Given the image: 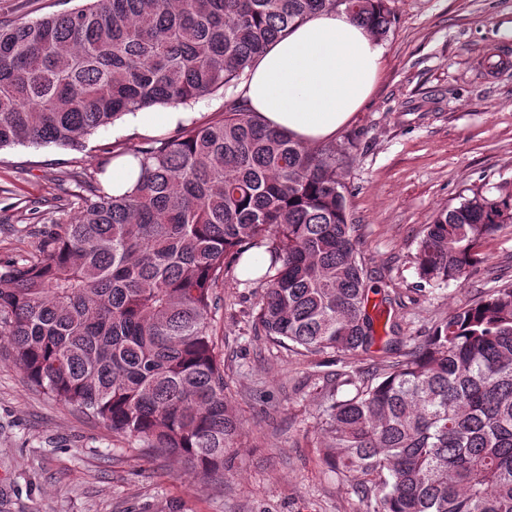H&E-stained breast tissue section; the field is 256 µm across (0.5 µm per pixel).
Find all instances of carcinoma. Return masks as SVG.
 Here are the masks:
<instances>
[{"label":"carcinoma","instance_id":"carcinoma-1","mask_svg":"<svg viewBox=\"0 0 512 512\" xmlns=\"http://www.w3.org/2000/svg\"><path fill=\"white\" fill-rule=\"evenodd\" d=\"M345 12L383 40L389 0H85L62 15L0 25V149L84 139L129 112L190 107L236 87L297 23ZM223 118L132 149L122 195L88 184L78 219L41 222L35 253L0 262V344L32 387L118 435L179 459L204 482L234 464L243 424L212 337L243 256L273 343L349 364L323 393L319 452L353 479L363 512H512V283L403 335L398 293L371 285L348 214L352 143L312 147L261 124L238 98ZM512 224V190L476 191L423 225L416 291L457 281ZM393 309L386 337L370 294ZM351 386L352 397L339 390Z\"/></svg>","mask_w":512,"mask_h":512}]
</instances>
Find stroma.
I'll list each match as a JSON object with an SVG mask.
<instances>
[{"mask_svg": "<svg viewBox=\"0 0 512 512\" xmlns=\"http://www.w3.org/2000/svg\"><path fill=\"white\" fill-rule=\"evenodd\" d=\"M81 0H0V22H32ZM375 92L339 141L354 139L348 205L380 287L407 296L404 333L424 336L484 289L512 281V227L482 247L464 279L422 296L413 256L424 224L469 190L512 187V0H391ZM140 135L98 130L86 147L0 150V260L35 250L31 202L46 222L79 212L71 193L100 173L101 145ZM215 339L243 420L223 481L200 483L173 457L149 454L104 424L31 387L0 348V512H361L351 481L318 456L317 404L332 367L273 345L255 323L258 297L238 279L216 291Z\"/></svg>", "mask_w": 512, "mask_h": 512, "instance_id": "35a3bbf8", "label": "stroma"}]
</instances>
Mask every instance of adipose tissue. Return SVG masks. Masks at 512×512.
Segmentation results:
<instances>
[{"label":"adipose tissue","mask_w":512,"mask_h":512,"mask_svg":"<svg viewBox=\"0 0 512 512\" xmlns=\"http://www.w3.org/2000/svg\"><path fill=\"white\" fill-rule=\"evenodd\" d=\"M384 48L344 13L294 26L247 70L238 92L270 127L308 145L335 140L372 94Z\"/></svg>","instance_id":"1"}]
</instances>
